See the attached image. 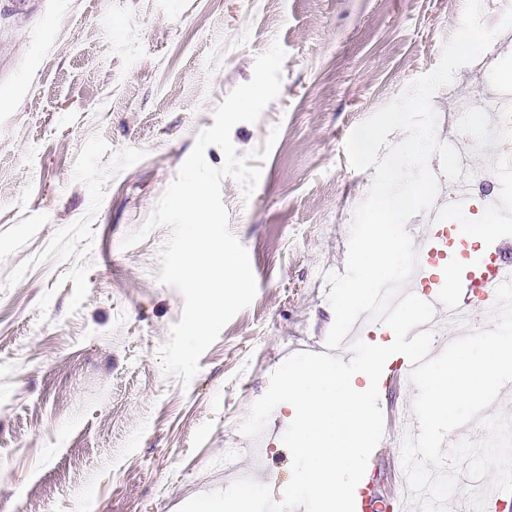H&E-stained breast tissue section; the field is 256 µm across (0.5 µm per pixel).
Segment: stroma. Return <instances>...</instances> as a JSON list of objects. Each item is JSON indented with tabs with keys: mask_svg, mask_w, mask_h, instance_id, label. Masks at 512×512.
<instances>
[{
	"mask_svg": "<svg viewBox=\"0 0 512 512\" xmlns=\"http://www.w3.org/2000/svg\"><path fill=\"white\" fill-rule=\"evenodd\" d=\"M465 3L0 0V512H178L244 474L281 497L288 411L255 440L240 425L334 322L326 276L345 271L373 176L344 143L437 65ZM276 41L280 94L231 139H278L251 197L221 190L257 293L185 386L158 359L184 308L156 279L169 230L121 243ZM493 50V72L461 67L436 111L499 90L512 29Z\"/></svg>",
	"mask_w": 512,
	"mask_h": 512,
	"instance_id": "35a3bbf8",
	"label": "stroma"
}]
</instances>
